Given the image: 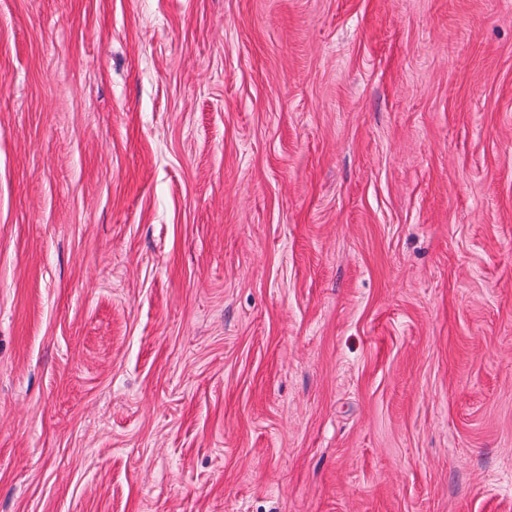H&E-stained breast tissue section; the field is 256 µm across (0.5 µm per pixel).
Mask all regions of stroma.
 Wrapping results in <instances>:
<instances>
[{"mask_svg":"<svg viewBox=\"0 0 512 512\" xmlns=\"http://www.w3.org/2000/svg\"><path fill=\"white\" fill-rule=\"evenodd\" d=\"M0 512H512V0H0Z\"/></svg>","mask_w":512,"mask_h":512,"instance_id":"obj_1","label":"stroma"}]
</instances>
